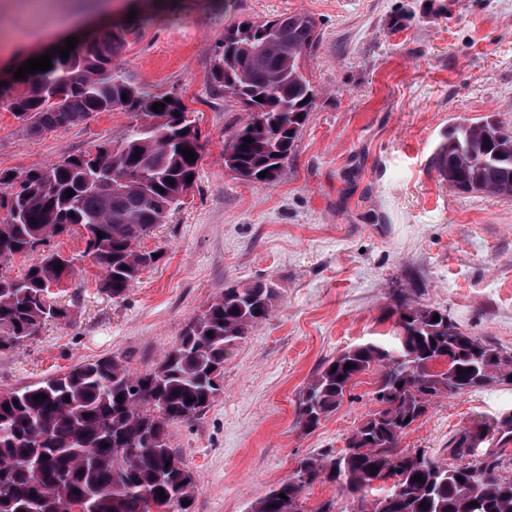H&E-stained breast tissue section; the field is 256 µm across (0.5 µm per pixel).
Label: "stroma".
Listing matches in <instances>:
<instances>
[{
    "label": "stroma",
    "instance_id": "obj_1",
    "mask_svg": "<svg viewBox=\"0 0 512 512\" xmlns=\"http://www.w3.org/2000/svg\"><path fill=\"white\" fill-rule=\"evenodd\" d=\"M158 0L139 10L115 60L151 95L181 97L204 144L187 204L140 247L161 258L124 298L100 292L83 260L59 289L66 322L0 353V389L115 356L152 368L222 289L272 283L273 313L224 362V392L170 443L194 472L193 512H247L297 462L344 452L372 409V375L313 432L297 424L299 394L348 346L394 342L395 301L447 311L463 332L512 349V197L464 193L432 158L449 125L491 115L512 127V0ZM95 0H0V55L36 57L34 33L65 27ZM313 16L307 57L319 95L277 180L259 187L224 165L244 107L210 81L224 29L284 13ZM132 112L90 116L31 137L0 104V168L48 167L121 140ZM512 410V388L456 394L403 436L443 457L456 431Z\"/></svg>",
    "mask_w": 512,
    "mask_h": 512
}]
</instances>
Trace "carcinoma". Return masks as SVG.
I'll return each instance as SVG.
<instances>
[{
    "mask_svg": "<svg viewBox=\"0 0 512 512\" xmlns=\"http://www.w3.org/2000/svg\"><path fill=\"white\" fill-rule=\"evenodd\" d=\"M125 36L123 30L89 36L68 58L54 55L50 70L0 86V99L15 119L31 121L25 126L29 136L116 108L139 117L122 140L101 143L93 152L68 155L45 169H0V211H6L0 217V267L41 253L22 276L0 275L2 353L33 340L48 322L67 321L68 310L49 285L74 280L84 257L101 271L100 291L124 298L141 272L159 261L139 249L140 239L183 203L188 176L198 178L203 144L189 109L176 96L167 102L141 94L118 73L114 58ZM319 40L316 20L301 12L234 23L224 32L212 78L247 112L224 148V166L239 179L269 185L288 162L317 98L305 61ZM156 102L165 104L158 113L152 110ZM185 148L196 159H186ZM432 167L450 187L512 197V131L491 115L457 122L448 127ZM121 175L135 177V185L115 190L113 179ZM69 189L75 195L68 198ZM77 227L85 231L81 255L65 258L49 249ZM274 297L275 289L262 283L223 289L149 370L133 372L120 358L105 357L1 389L0 512H55L64 498L92 503L94 512H143L151 503L170 502L180 505L179 512H192L197 481L170 445L169 428L211 408L224 391V360L269 319ZM395 315L403 332L394 343L345 348L301 391L298 425L311 432L350 395L359 376L375 374L376 406L351 433L345 451L301 459L249 512H304L303 493L318 482L335 485L339 497L317 512H346L340 499L348 496L363 500L365 512H512V476L504 475L512 467V424L484 434L459 429L445 460L399 447L437 400L512 386V350L463 332L444 310L400 302ZM348 362L353 367L345 368ZM41 393L46 399L38 398ZM475 448L491 452L461 465ZM377 482L382 487L374 496Z\"/></svg>",
    "mask_w": 512,
    "mask_h": 512,
    "instance_id": "obj_1",
    "label": "carcinoma"
}]
</instances>
